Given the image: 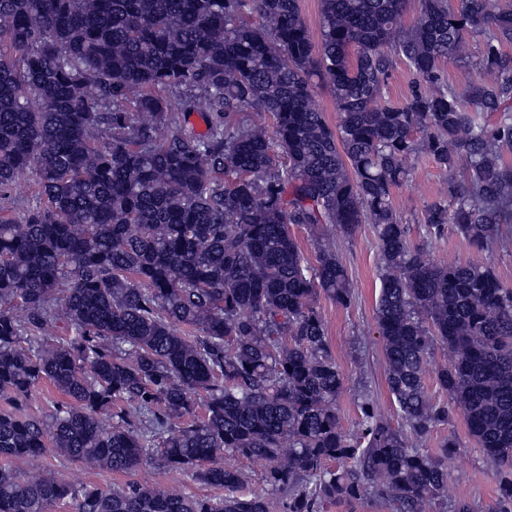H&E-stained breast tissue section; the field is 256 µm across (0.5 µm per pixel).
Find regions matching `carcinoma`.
Here are the masks:
<instances>
[{"label": "carcinoma", "mask_w": 512, "mask_h": 512, "mask_svg": "<svg viewBox=\"0 0 512 512\" xmlns=\"http://www.w3.org/2000/svg\"><path fill=\"white\" fill-rule=\"evenodd\" d=\"M406 6L321 0L316 52L298 0H0V200L29 174L39 196L16 216L0 207V512H422L456 442L410 440L457 413L498 478L497 512H512V288L487 263L428 259L392 201L424 155L448 176L426 241L451 226L491 253L512 224V7L419 0L405 29ZM473 35L479 79L460 92L440 69L470 60ZM396 60L415 90L382 105ZM202 100L206 132L183 131ZM366 222L401 425L362 394L348 434L316 301L348 306L354 289L336 244L317 237L312 265L291 226ZM58 323L68 336L50 343ZM43 380L65 400L37 417ZM50 451L115 474L154 462L224 495L75 488L9 465ZM227 457L263 463L266 493L242 492L249 475ZM317 88L314 93L316 107L324 113L327 122L331 126H336L338 116L331 88L328 83L315 80Z\"/></svg>", "instance_id": "cac0c4a2"}]
</instances>
